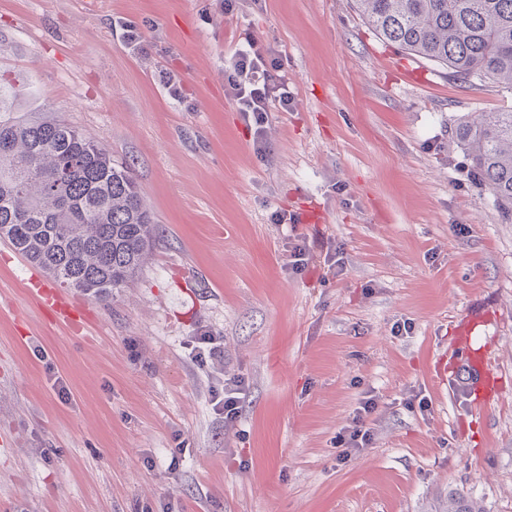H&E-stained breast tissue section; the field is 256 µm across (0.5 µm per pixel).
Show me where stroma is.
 Instances as JSON below:
<instances>
[{
	"label": "stroma",
	"instance_id": "1",
	"mask_svg": "<svg viewBox=\"0 0 512 512\" xmlns=\"http://www.w3.org/2000/svg\"><path fill=\"white\" fill-rule=\"evenodd\" d=\"M231 3L0 0V76L130 163L155 224L117 296L66 289L73 328L0 242V512H448L456 488L512 512V223L454 134L512 88L382 42L352 0ZM250 37L292 99L259 142L224 87ZM471 317L502 386L482 413L458 367ZM205 333L221 352L193 361ZM368 391L373 442L338 460ZM243 381L239 377L232 376L224 378V425L232 426L238 416L243 399Z\"/></svg>",
	"mask_w": 512,
	"mask_h": 512
}]
</instances>
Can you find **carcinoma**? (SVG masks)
I'll return each mask as SVG.
<instances>
[{
	"instance_id": "carcinoma-1",
	"label": "carcinoma",
	"mask_w": 512,
	"mask_h": 512,
	"mask_svg": "<svg viewBox=\"0 0 512 512\" xmlns=\"http://www.w3.org/2000/svg\"><path fill=\"white\" fill-rule=\"evenodd\" d=\"M377 36L462 79L512 88V0H355ZM28 95L0 81V240L60 285L105 300L139 272L154 224L128 163L58 119L12 116ZM456 139L471 181L512 221V110L476 112ZM448 512H485L457 492Z\"/></svg>"
}]
</instances>
